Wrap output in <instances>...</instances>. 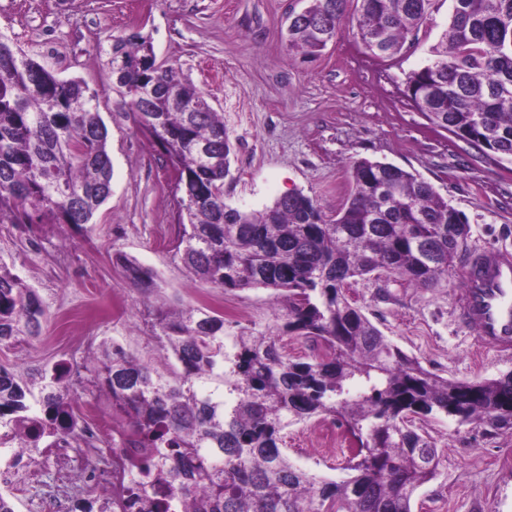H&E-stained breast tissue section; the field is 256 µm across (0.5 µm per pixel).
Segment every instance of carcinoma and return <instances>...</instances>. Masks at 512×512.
Returning <instances> with one entry per match:
<instances>
[{
  "instance_id": "carcinoma-1",
  "label": "carcinoma",
  "mask_w": 512,
  "mask_h": 512,
  "mask_svg": "<svg viewBox=\"0 0 512 512\" xmlns=\"http://www.w3.org/2000/svg\"><path fill=\"white\" fill-rule=\"evenodd\" d=\"M288 25V45L314 55L336 36L346 0H308ZM436 0H360L356 41L378 61L402 50ZM432 58L406 78L407 97L434 126L479 150L512 151V0H452ZM117 88L116 114L156 144L175 172L185 267L224 291L266 288L286 302L262 331L224 332V314L188 306L159 312L161 369L109 340L93 352L96 378L127 427L128 461L140 474L117 496L137 512H412L433 480L437 448L415 420L512 430V373L454 381L392 344L353 305L346 288L369 276L437 288L466 251L468 224L421 177L361 159L336 218L298 196L243 212L224 201L231 143L224 113L174 64L157 62L151 37L133 32L99 50ZM97 99L0 35V224L80 228L111 194L112 160ZM397 184L399 192L385 188ZM141 290L154 274L124 260ZM36 291L0 264V345L41 334ZM312 346L306 358L284 336ZM62 362L29 385L0 368V420L31 421L36 438L74 434L77 397ZM330 419L359 439L336 481L296 465L285 438L294 425Z\"/></svg>"
}]
</instances>
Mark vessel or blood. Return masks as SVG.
<instances>
[{
	"label": "vessel or blood",
	"mask_w": 512,
	"mask_h": 512,
	"mask_svg": "<svg viewBox=\"0 0 512 512\" xmlns=\"http://www.w3.org/2000/svg\"><path fill=\"white\" fill-rule=\"evenodd\" d=\"M485 257L481 274L468 276L457 307L485 346L507 354L512 352V257L499 251Z\"/></svg>",
	"instance_id": "obj_1"
}]
</instances>
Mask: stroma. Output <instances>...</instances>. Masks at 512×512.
<instances>
[{
    "label": "stroma",
    "instance_id": "35a3bbf8",
    "mask_svg": "<svg viewBox=\"0 0 512 512\" xmlns=\"http://www.w3.org/2000/svg\"><path fill=\"white\" fill-rule=\"evenodd\" d=\"M306 0H0V34L54 69L95 91L108 129L112 193L90 224H0V261L34 288L45 315L38 338L0 346V368L31 387L60 362L79 372L72 389L111 416L112 401L89 371V351L105 339L152 366H162L154 339L158 309L205 303L224 315L225 330L263 328L276 314L272 290L221 291L191 274L175 249V175L160 149L114 114L112 81L96 48L115 36L151 34L158 61L179 66L216 111L233 145L224 199L259 211L291 191L335 218L349 193L353 162L391 163L432 184L470 227L468 256L512 252V164L433 128L405 95V79L431 57L448 27L451 0H437L429 19L403 50L384 62L366 58L353 32L357 0L320 53L289 52L287 17ZM159 277L144 294L126 281L124 258ZM466 263L448 282L424 289L386 279L352 283L349 295L394 344L427 370L457 380L512 372V356L485 347L457 321L456 297ZM439 451L438 474L417 494L413 512H512V430L461 425L435 417L424 425ZM294 427L288 455L332 479L350 436L335 427Z\"/></svg>",
    "mask_w": 512,
    "mask_h": 512
}]
</instances>
